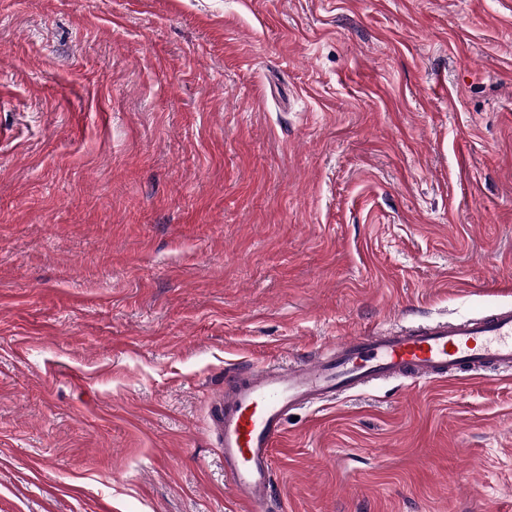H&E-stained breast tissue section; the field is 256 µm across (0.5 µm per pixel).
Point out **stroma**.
<instances>
[{
  "mask_svg": "<svg viewBox=\"0 0 512 512\" xmlns=\"http://www.w3.org/2000/svg\"><path fill=\"white\" fill-rule=\"evenodd\" d=\"M512 306V0H0V512H246L224 377ZM269 512H512V377L298 410Z\"/></svg>",
  "mask_w": 512,
  "mask_h": 512,
  "instance_id": "stroma-1",
  "label": "stroma"
}]
</instances>
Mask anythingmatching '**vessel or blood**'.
<instances>
[{
	"label": "vessel or blood",
	"mask_w": 512,
	"mask_h": 512,
	"mask_svg": "<svg viewBox=\"0 0 512 512\" xmlns=\"http://www.w3.org/2000/svg\"><path fill=\"white\" fill-rule=\"evenodd\" d=\"M512 371V306L412 331L352 336L286 366L250 365L224 380L218 415L224 470L248 512H267L274 453L288 415L389 379L429 383Z\"/></svg>",
	"instance_id": "b4317fda"
}]
</instances>
